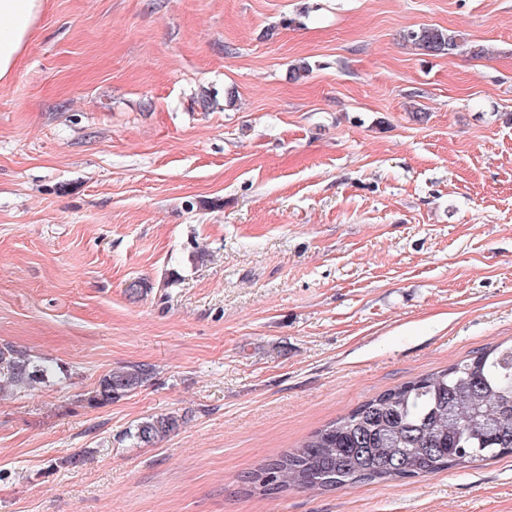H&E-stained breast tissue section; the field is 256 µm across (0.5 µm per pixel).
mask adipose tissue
Listing matches in <instances>:
<instances>
[{
    "label": "adipose tissue",
    "instance_id": "adipose-tissue-1",
    "mask_svg": "<svg viewBox=\"0 0 512 512\" xmlns=\"http://www.w3.org/2000/svg\"><path fill=\"white\" fill-rule=\"evenodd\" d=\"M45 0H0V85L16 71Z\"/></svg>",
    "mask_w": 512,
    "mask_h": 512
}]
</instances>
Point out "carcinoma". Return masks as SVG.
<instances>
[{
  "label": "carcinoma",
  "mask_w": 512,
  "mask_h": 512,
  "mask_svg": "<svg viewBox=\"0 0 512 512\" xmlns=\"http://www.w3.org/2000/svg\"><path fill=\"white\" fill-rule=\"evenodd\" d=\"M408 41L426 54L453 56L463 35L420 27ZM51 372L32 355L0 345V373L27 389ZM152 371L131 367L98 381L93 401L119 400ZM175 416L139 422L131 437L154 445L174 432ZM512 454V343L388 389L312 433L300 446L243 476L254 492L332 490L364 481L411 478Z\"/></svg>",
  "instance_id": "1"
}]
</instances>
